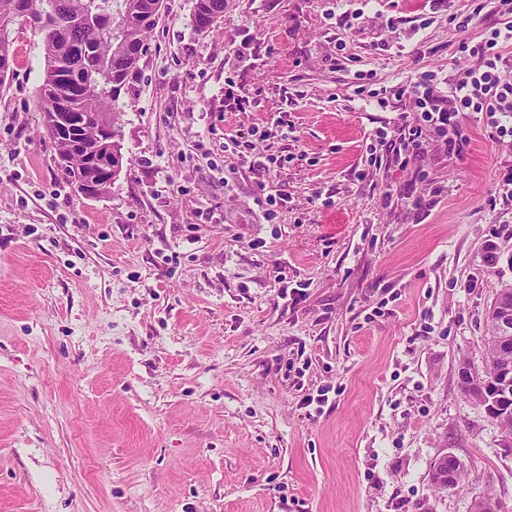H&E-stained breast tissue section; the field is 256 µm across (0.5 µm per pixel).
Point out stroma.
Wrapping results in <instances>:
<instances>
[{
	"mask_svg": "<svg viewBox=\"0 0 512 512\" xmlns=\"http://www.w3.org/2000/svg\"><path fill=\"white\" fill-rule=\"evenodd\" d=\"M350 4L369 22L343 25L336 0H225L200 30L195 0H164L122 97V168L91 199L56 166L42 39L16 20L0 512H471L486 495L512 512V441L457 379L461 360L484 370L487 312L512 283V204L495 196L512 142L476 131L457 155L431 134L408 168L355 174L376 128L413 111L397 84L469 65L449 12L493 21L500 0ZM359 70L385 108L355 97ZM278 117L295 133L266 145L288 164L225 179V136ZM264 187L290 200L270 222ZM285 284L305 301L280 299ZM448 453L466 471L442 491Z\"/></svg>",
	"mask_w": 512,
	"mask_h": 512,
	"instance_id": "stroma-1",
	"label": "stroma"
}]
</instances>
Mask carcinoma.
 Listing matches in <instances>:
<instances>
[{"label":"carcinoma","instance_id":"1","mask_svg":"<svg viewBox=\"0 0 512 512\" xmlns=\"http://www.w3.org/2000/svg\"><path fill=\"white\" fill-rule=\"evenodd\" d=\"M162 6L163 0H0V87L14 73L10 34L18 16L12 8L24 9L42 37L44 71L37 104L56 146L58 168L67 180L74 183L96 172L104 193L118 171L99 173L90 165L95 157L92 148L105 137L96 124L74 125L61 132L51 126L52 114L61 110L63 100L72 112L112 114V150L120 151L121 94L138 68ZM223 17L224 0H196V28L205 29ZM461 391L493 409L492 420L512 435V381L506 387L483 373ZM471 512H502V504L484 496L474 501Z\"/></svg>","mask_w":512,"mask_h":512}]
</instances>
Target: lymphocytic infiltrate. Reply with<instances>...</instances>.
<instances>
[{
    "mask_svg": "<svg viewBox=\"0 0 512 512\" xmlns=\"http://www.w3.org/2000/svg\"><path fill=\"white\" fill-rule=\"evenodd\" d=\"M448 21L460 37L461 52L473 63L449 77L425 71L398 84L397 97L414 99L418 115L404 114L393 126L376 128L375 138L386 148L388 166L404 169L417 160L430 131L443 137L447 152H462L469 140L459 122L465 113L490 128L492 140L512 137V20L483 24L484 34L477 41L467 36L470 27L479 24L476 14L452 13ZM257 134L252 127L225 137L223 152L260 176L269 174L279 160L256 150L252 140Z\"/></svg>",
    "mask_w": 512,
    "mask_h": 512,
    "instance_id": "f902f5d3",
    "label": "lymphocytic infiltrate"
}]
</instances>
